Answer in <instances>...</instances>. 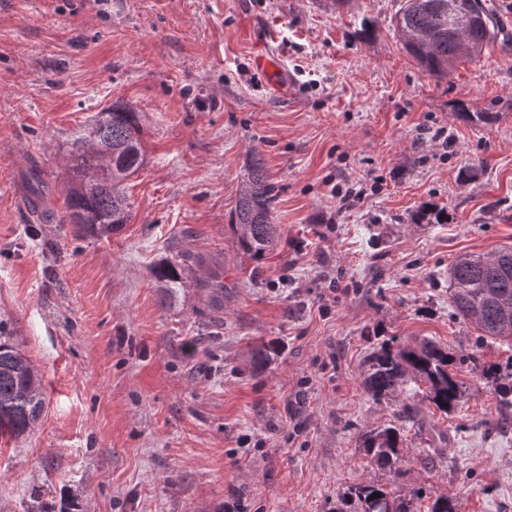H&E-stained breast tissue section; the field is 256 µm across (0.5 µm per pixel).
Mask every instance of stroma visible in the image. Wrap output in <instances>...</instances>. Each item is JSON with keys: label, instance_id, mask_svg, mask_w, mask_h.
I'll use <instances>...</instances> for the list:
<instances>
[{"label": "stroma", "instance_id": "stroma-1", "mask_svg": "<svg viewBox=\"0 0 512 512\" xmlns=\"http://www.w3.org/2000/svg\"><path fill=\"white\" fill-rule=\"evenodd\" d=\"M398 0H0V319L46 388L22 438H0V512H345L351 487L512 512V427L464 367L450 413L422 428L362 386L386 339H431L506 366L449 302L460 254L512 244V47L425 73L393 30ZM372 26L362 30V18ZM273 55L284 85L256 67ZM144 115L133 217L108 237L33 226L38 169L66 208L72 140L113 103ZM490 112L467 122L458 108ZM447 127L448 152L416 129ZM280 192L260 263L229 226L252 157ZM362 189L343 205L333 187ZM222 262L214 318L196 270L174 302L162 260ZM282 348L265 370L252 351ZM399 426V471L360 431Z\"/></svg>", "mask_w": 512, "mask_h": 512}]
</instances>
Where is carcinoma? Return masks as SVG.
I'll return each mask as SVG.
<instances>
[{
    "mask_svg": "<svg viewBox=\"0 0 512 512\" xmlns=\"http://www.w3.org/2000/svg\"><path fill=\"white\" fill-rule=\"evenodd\" d=\"M469 4L471 22L460 29L448 12V0H400L394 28L404 50L420 68L438 79L448 77L461 60L482 56L497 42L512 45V32L504 27L487 0H464ZM101 144L112 147V155L89 142L96 130L89 127L69 150L70 186L67 209L61 221L78 225L93 236H109L129 223L133 205L125 191L126 182L147 164L140 113L133 107L115 104ZM276 202L275 185L261 159L253 157L247 181L241 191L230 224L236 234L239 253L260 261L281 239L277 224L270 222ZM152 274L164 288L165 299L173 301L183 287L184 264L164 261ZM450 304L456 315L472 324L478 338L512 343V246L503 245L484 254H462L448 269ZM208 305L213 313L224 306V286L207 282ZM10 322L0 320V436L19 438L43 415L46 390L31 361L13 339ZM275 348L265 346L252 352L256 369L273 361ZM467 365L496 394L499 404L512 410V372L501 373L497 365H485L475 353L457 355L432 340L395 345L382 342L371 354L364 371V390L376 401H393L410 382L423 384L426 400L436 410L448 413L463 396L458 368ZM359 447L369 463L395 469L402 460L403 435L394 426L363 431ZM379 493L374 498L372 494ZM410 498H394L383 486L359 484L351 488L356 512H414Z\"/></svg>",
    "mask_w": 512,
    "mask_h": 512,
    "instance_id": "cac0c4a2",
    "label": "carcinoma"
}]
</instances>
